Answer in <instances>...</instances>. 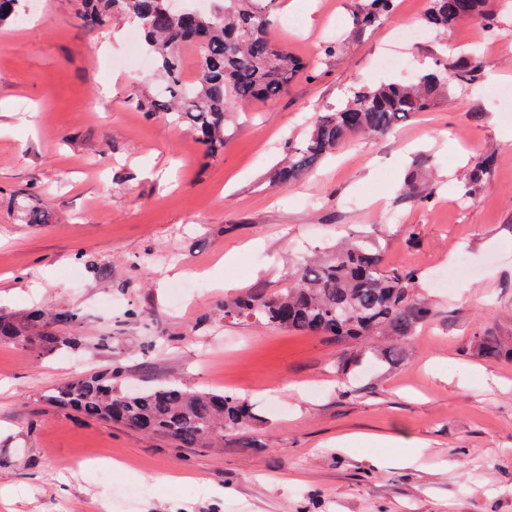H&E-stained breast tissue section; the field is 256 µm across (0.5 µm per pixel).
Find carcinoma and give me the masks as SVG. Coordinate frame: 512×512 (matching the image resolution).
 Segmentation results:
<instances>
[{
  "label": "carcinoma",
  "mask_w": 512,
  "mask_h": 512,
  "mask_svg": "<svg viewBox=\"0 0 512 512\" xmlns=\"http://www.w3.org/2000/svg\"><path fill=\"white\" fill-rule=\"evenodd\" d=\"M172 0H80L78 17L91 30L106 29L118 16L140 26L147 55L156 75L154 91L135 101L150 116L172 118L194 131L206 154L224 149L225 123L234 105L269 102L283 95L303 70V63L276 45L272 30L279 24L276 0H211L212 9L195 13L174 9ZM24 0H0V25L21 21ZM394 0H358L352 23L359 29L378 24L394 11ZM482 17L497 30L491 0H430L429 23L448 30ZM193 48L199 67L192 79L183 76L182 54ZM445 83L435 72L417 80L362 86L338 109L318 113L308 136L287 142L288 160L273 180L287 188L308 175L346 142L379 136L396 124L434 104ZM488 156L465 183L466 192H479ZM409 196L434 201L438 190L407 184ZM415 269L383 266L376 246L352 242L297 269L295 276L272 294L248 292L224 301V318H254L288 331L322 334L339 343L358 340L371 348L377 338H389L383 357L397 361L403 343L431 319L433 309L419 299ZM75 308L39 311L23 317L0 314V341L38 353L58 352L78 345L67 330L80 325ZM481 356L498 360L512 356V346L487 333L479 337ZM114 371L73 379L48 400L63 410L90 419L115 420L148 434H163L184 448L202 447L224 438L226 429H243L255 419L253 404L233 393L191 391L173 384L124 392L113 384Z\"/></svg>",
  "instance_id": "carcinoma-1"
}]
</instances>
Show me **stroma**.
I'll use <instances>...</instances> for the list:
<instances>
[{
    "label": "stroma",
    "instance_id": "1",
    "mask_svg": "<svg viewBox=\"0 0 512 512\" xmlns=\"http://www.w3.org/2000/svg\"><path fill=\"white\" fill-rule=\"evenodd\" d=\"M36 17L0 28V310L75 308L79 346L37 354L0 342V512H512V362L477 337L512 340V12L401 46L408 75L436 70L446 97L383 136L359 138L280 191L269 185L286 139L364 84L394 27L422 25L429 0H396L390 19L352 25L357 0H277L278 45L307 66L286 93L231 113L222 154L135 105L153 70H116L126 19L93 32L78 0H40ZM342 45L326 55L333 20ZM482 35L480 78L454 65ZM481 191L463 185L486 156ZM434 183L417 202L407 180ZM43 214L25 223L8 200ZM350 238L377 245L386 268H413L434 315L407 359L384 363L355 343L222 319L225 296L267 293L304 258ZM469 259L468 276L434 283ZM78 266V286L59 273ZM209 291L171 306L189 267ZM349 369H342V362ZM109 367L118 385L177 382L231 390L259 421L224 444L181 448L112 421L63 411L58 386ZM121 462L104 485L95 461ZM153 487L125 496V487ZM478 338V350L481 356L498 360L506 356L508 352L512 359V346L503 343L498 336H491L484 332L483 336H478Z\"/></svg>",
    "mask_w": 512,
    "mask_h": 512
}]
</instances>
